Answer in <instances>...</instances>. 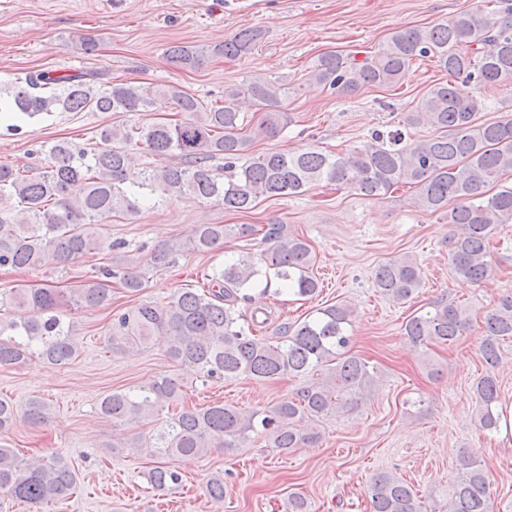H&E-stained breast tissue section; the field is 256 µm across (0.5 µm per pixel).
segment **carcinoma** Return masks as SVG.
<instances>
[{
    "mask_svg": "<svg viewBox=\"0 0 512 512\" xmlns=\"http://www.w3.org/2000/svg\"><path fill=\"white\" fill-rule=\"evenodd\" d=\"M495 9L463 13L447 23L392 33L373 57L357 61L334 52L324 54L310 77L345 97L364 86H383L403 79L413 61L433 58L450 77L461 75L480 87L512 83V0H494ZM260 39L256 29H243L212 48L173 44L166 56L183 69H197L212 57L236 58ZM248 94L262 111L259 130L277 136L287 125L283 101L288 88L281 80L251 78L241 87H227L224 98L208 106L179 86L145 88L131 82L103 78L98 71L53 76L28 73L0 86V114L33 118L51 112H151L171 104L185 114L173 122L150 125L114 123L102 127L93 147L69 140L41 146L44 170L31 176L0 164V268L49 267L64 269L98 250H112L98 226L115 214L135 215L141 207L155 208L174 200L218 201L224 209L249 210L260 198L297 195L313 182L353 188L379 199L393 189H415L414 205L423 212H442L461 233L452 243L455 275L479 283L493 271L490 240L500 224H512V115L494 122L476 118L479 106L459 95L451 81L433 85L406 123H427L441 134L401 144L402 135L374 133L371 142L347 154L319 150L254 153L241 133L235 101ZM177 155L183 162L147 167L140 180L126 181L125 172L135 154ZM224 160L214 169L211 161ZM266 247L254 259L245 253L224 263L211 275L208 289L179 291L164 304L142 302L112 319L110 347L114 353L144 347L154 337L167 339V354L189 369L202 384L247 376L275 380L284 375L309 378L295 396L268 409L249 414L215 403L187 409L161 422L146 447L164 463L152 469L150 483L157 488L181 483V474L169 465L178 458L204 455L211 448H232L261 432L272 447L284 453L314 445L318 425L358 401L372 388L377 371L347 350L354 311L331 305L300 323L282 322L276 340L253 332L254 310L238 304L248 291L275 279L288 293L309 297L317 293L310 272L311 246L279 221L262 227ZM251 224H199L190 239L191 249L210 253L228 237L247 238ZM177 242L156 246L149 257L154 268L175 262ZM144 273L126 264H104L71 289L70 300L80 310L110 305V284L136 295L144 288ZM422 267L417 259H390L376 269L375 288L394 301H406L420 288ZM62 295L55 288H19L10 304L23 312L16 319L0 320V366L36 358L52 368L76 357L73 326L56 314ZM469 324L467 311L444 299L408 319L405 335L418 346L454 342ZM479 353L487 366L474 392L475 421L479 429L498 428L499 388L493 368L499 363V340L512 337V293L503 296L483 321ZM181 397V385L162 376L145 386L116 390L99 404L100 414L114 425L138 424L160 416L166 405ZM49 405L39 398L27 402L35 423L49 418ZM16 405L0 398V431L13 427ZM461 472L448 484L447 512H494L490 479L473 454L463 453ZM77 484L75 467L53 455L48 459L19 458L0 446V491L39 509L68 499ZM209 497L224 501V477L212 476ZM367 493L371 512H423L413 489L390 472L376 473Z\"/></svg>",
    "mask_w": 512,
    "mask_h": 512,
    "instance_id": "carcinoma-1",
    "label": "carcinoma"
}]
</instances>
